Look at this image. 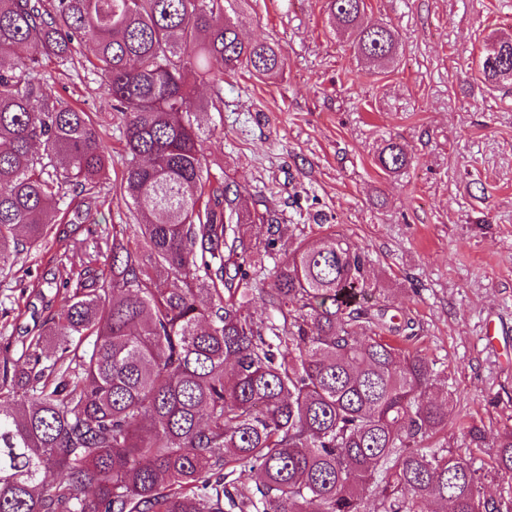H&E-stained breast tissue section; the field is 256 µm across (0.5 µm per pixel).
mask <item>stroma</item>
I'll return each mask as SVG.
<instances>
[{"label":"stroma","mask_w":512,"mask_h":512,"mask_svg":"<svg viewBox=\"0 0 512 512\" xmlns=\"http://www.w3.org/2000/svg\"><path fill=\"white\" fill-rule=\"evenodd\" d=\"M369 3L368 21L390 24L401 42L384 70L354 55L326 0H250L234 17L241 36L279 45L288 66L271 79L225 78L221 110L197 115L205 167L212 184L238 183L246 207L292 225L279 252L333 232L368 252L388 315L413 323L412 348L452 396L433 445L455 450L468 445L465 427L491 441L512 426V359L480 341L492 320L512 346V90L477 73L488 36L512 34V0ZM90 55L84 42L73 64L39 72L106 129L100 197L86 219L65 214L64 241L17 255L0 280V357H17L32 312L53 300L56 252L81 256L134 221L119 190L123 126ZM388 139L412 156L396 176L375 163Z\"/></svg>","instance_id":"1"}]
</instances>
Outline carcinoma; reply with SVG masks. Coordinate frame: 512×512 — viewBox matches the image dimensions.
I'll return each instance as SVG.
<instances>
[{
	"label": "carcinoma",
	"mask_w": 512,
	"mask_h": 512,
	"mask_svg": "<svg viewBox=\"0 0 512 512\" xmlns=\"http://www.w3.org/2000/svg\"><path fill=\"white\" fill-rule=\"evenodd\" d=\"M241 2L0 0V274L58 234L52 204L101 186L99 124L36 77L77 43L121 116L120 190L138 221L77 262L59 256L60 307L0 361V512H364L370 487L378 512H512L511 494L481 493L471 453L425 446L448 425V394L367 304L363 248L299 241L274 263L269 313L249 310L285 228L243 207L234 182L205 192L190 121L223 101L224 75L285 68L279 46L240 38ZM367 10L327 0L358 57L384 67L399 39ZM490 44L480 79L511 85L512 36ZM411 161L393 140L376 155L390 175ZM492 448L512 474V429Z\"/></svg>",
	"instance_id": "carcinoma-1"
}]
</instances>
